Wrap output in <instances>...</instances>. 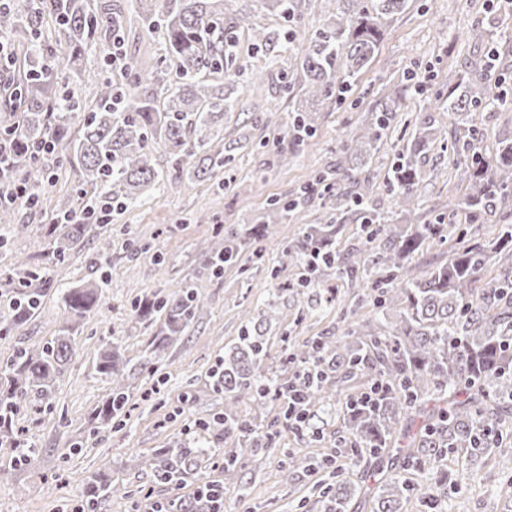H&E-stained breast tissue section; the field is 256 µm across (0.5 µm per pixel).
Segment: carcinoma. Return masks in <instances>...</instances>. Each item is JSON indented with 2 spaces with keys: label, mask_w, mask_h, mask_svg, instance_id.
<instances>
[{
  "label": "carcinoma",
  "mask_w": 512,
  "mask_h": 512,
  "mask_svg": "<svg viewBox=\"0 0 512 512\" xmlns=\"http://www.w3.org/2000/svg\"><path fill=\"white\" fill-rule=\"evenodd\" d=\"M228 0H166L164 12L155 0H136V11L147 31L163 30L167 56L155 71L129 72L127 82L98 77L86 91L71 78L87 51H112V37L124 32V17L112 0H14L0 11V34L16 49L11 83L4 89L0 132L9 145L0 185L39 188L56 169L74 178L73 191L105 189L122 205L136 203L144 187L155 181L153 165L163 147L174 170L206 179L231 161L233 142L215 134L224 113L235 108L231 94L241 72L232 51L235 30L251 25L245 11L229 12ZM287 22L303 16L307 0H254ZM344 8L331 13L309 36L305 53L293 70L281 77V89H297L292 112L293 132L317 129V107L345 92L374 59L387 21L406 11L410 0H341ZM301 35L300 27L282 32L254 29V48L279 45L287 51ZM499 60L495 40L486 57L470 73L439 91L431 100L448 116L466 120L477 110L512 112V91L497 93L483 85ZM224 74V81L209 80ZM79 118L78 135L70 120ZM393 109L353 128L336 167L318 172L302 199L271 203L276 221L293 218L300 201L325 196L330 212L324 224L307 226L288 244L280 259L298 269L297 287L318 288L333 276L365 279L347 308L352 317L368 306L381 312L376 323L350 322L339 336H315L302 342L284 338L281 363L288 376L270 372L262 322H245V334L211 370L212 387L224 397L248 395L251 420L230 410L203 424L211 442L234 440L224 452V483H201L193 496L164 502L144 498L145 506L165 512H224L222 488L238 480L237 451L257 448L265 437L269 407L279 406L276 424L314 442L325 441L315 422L316 410L338 397L341 420L331 437V453L309 460L293 457L282 471L284 481L299 471L321 472L312 492L324 512H349L359 496L372 499L371 512H405L412 498H446L463 480L472 462L490 458L492 449L512 441V129L498 136L495 148L482 149L475 128L454 144L457 164L471 191L448 199V214L415 224L420 209L417 188L424 172L422 155L440 133L416 125L408 151L384 178L392 210L374 195L373 182L363 176L389 134ZM350 215L360 223L349 235L347 251L337 248ZM494 220L495 236L483 239L476 226ZM92 230L87 217L51 224L44 237L53 255L63 260ZM207 254L206 269L216 272L234 260L259 236L224 232L219 224ZM428 240L448 244V261L424 268L409 258ZM379 250L377 267L368 271L360 259L368 249ZM0 275L17 284L16 298L0 332H9L34 316L50 288L51 274L17 259ZM104 281L67 288L61 295L68 318L59 334L34 347L22 348L0 364V455L18 465L30 460L35 448L16 430L15 418L30 399L48 404L55 382L76 354L77 324L103 303ZM135 318L156 316L161 327L144 368L156 375L165 370L162 353L201 318L205 302L187 283L171 296L143 303ZM120 346L103 347L98 371L110 379L111 392L96 420L106 426L127 417L128 391L119 360ZM298 392L299 404L288 407V390ZM209 448L199 441H177L144 461L154 480L181 488L198 473ZM433 472L431 482L404 479L407 467ZM88 499L99 507L125 488L110 479L94 480Z\"/></svg>",
  "instance_id": "obj_1"
}]
</instances>
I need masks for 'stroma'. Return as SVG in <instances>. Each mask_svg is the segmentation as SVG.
<instances>
[{
	"mask_svg": "<svg viewBox=\"0 0 512 512\" xmlns=\"http://www.w3.org/2000/svg\"><path fill=\"white\" fill-rule=\"evenodd\" d=\"M117 2L128 18L125 54L139 70H150L165 57L166 43L162 35L141 27L135 0ZM496 8L495 0H412L410 8L388 25L378 53L350 88L346 103L326 101L315 133L288 142L290 159L283 167L277 166L274 155L286 131L291 98L278 89L256 96L238 86L236 107L224 115L225 139L239 142L230 169L205 180L186 178L175 184L168 175V155L156 152L155 184L141 202L112 213L115 247L110 264L94 265L99 239L93 233L64 262L50 260L39 228L59 216L60 204L73 196L71 179L50 173L46 206L34 214L19 212L29 225L27 232L0 224V238L6 241L0 248V266L11 256H29L50 265L53 279L39 316L0 336V362L18 349L57 335L64 316L60 289L102 278L105 302L81 324L78 349L56 384L52 407L41 410L31 403L21 410L18 423L36 452L22 467L0 461V512H80L86 504L87 484L95 476L122 481L134 495L149 489L154 497L170 496V489L152 486L145 458L167 447L173 437H193L197 421L224 408L241 417L249 413V398L226 401L223 394L213 392L209 378L212 365L238 342L245 313H259L268 300H275L278 313L266 334L267 362L272 366L281 358L283 333L303 339L341 331V311L356 294L355 283L332 279L337 300L326 304L317 291H287L285 285L294 282L296 271L279 265L283 249L306 225L325 221L328 209L321 200L302 208L292 223L269 225L257 248H245L237 262L218 275L204 268L213 227L251 228L266 215L270 200L293 198L317 171L335 164L346 132L375 115L382 97L393 93L401 108L369 168L373 183L382 185L410 138L407 119L417 118L442 134L422 160L426 177L418 194L423 211H442L449 194L467 193L469 186L454 164L452 149L466 126L456 124L447 113L430 110L428 100L449 77L465 73L481 57L487 41L485 23ZM234 52L237 66L245 72L260 67L288 69L287 54L256 51L252 32L245 28L235 32ZM187 282L196 284L207 311L187 335L166 349L169 367L163 377L149 376L142 365L151 354L149 343L160 323L135 321L131 312L144 298L167 297ZM111 339L122 343L131 412L124 426L97 428L93 413L111 384L96 366L102 347ZM314 452L283 426L277 427L267 446L242 451L239 485L225 492L231 512H320L306 498L313 474L290 483L280 476L289 454L303 457ZM485 474L481 465H471L458 492L443 500H412L408 512H512V489L486 480Z\"/></svg>",
	"mask_w": 512,
	"mask_h": 512,
	"instance_id": "35a3bbf8",
	"label": "stroma"
}]
</instances>
